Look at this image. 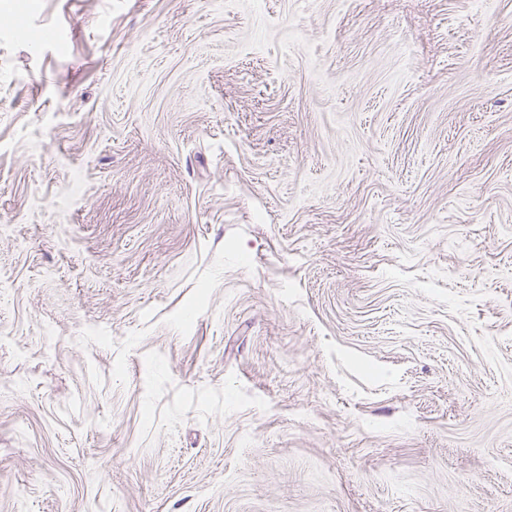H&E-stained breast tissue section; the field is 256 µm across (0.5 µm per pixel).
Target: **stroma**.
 I'll return each mask as SVG.
<instances>
[{
    "label": "stroma",
    "instance_id": "1",
    "mask_svg": "<svg viewBox=\"0 0 512 512\" xmlns=\"http://www.w3.org/2000/svg\"><path fill=\"white\" fill-rule=\"evenodd\" d=\"M0 512H512V0H0Z\"/></svg>",
    "mask_w": 512,
    "mask_h": 512
}]
</instances>
